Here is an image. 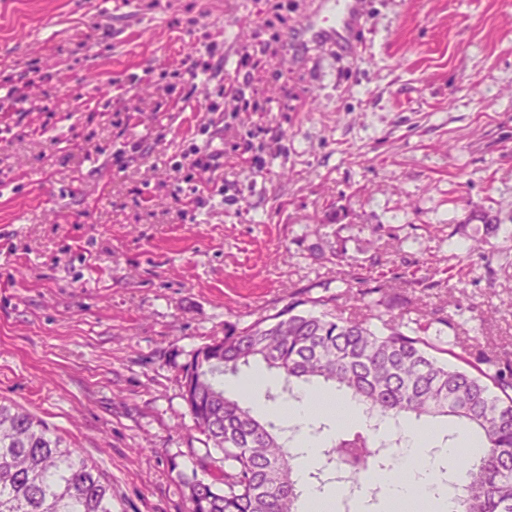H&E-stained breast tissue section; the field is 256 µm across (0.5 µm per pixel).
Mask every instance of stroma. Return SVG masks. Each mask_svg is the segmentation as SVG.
<instances>
[{
  "instance_id": "stroma-1",
  "label": "stroma",
  "mask_w": 512,
  "mask_h": 512,
  "mask_svg": "<svg viewBox=\"0 0 512 512\" xmlns=\"http://www.w3.org/2000/svg\"><path fill=\"white\" fill-rule=\"evenodd\" d=\"M318 7L0 0V399L114 512H187L218 465L175 361L346 288L336 250L512 354V0H368L359 59L311 62Z\"/></svg>"
}]
</instances>
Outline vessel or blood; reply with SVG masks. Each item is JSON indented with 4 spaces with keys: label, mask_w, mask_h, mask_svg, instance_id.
I'll use <instances>...</instances> for the list:
<instances>
[{
    "label": "vessel or blood",
    "mask_w": 512,
    "mask_h": 512,
    "mask_svg": "<svg viewBox=\"0 0 512 512\" xmlns=\"http://www.w3.org/2000/svg\"><path fill=\"white\" fill-rule=\"evenodd\" d=\"M321 5L328 10V17H309L296 29L297 41L323 54L352 53L351 32L367 18L365 0H321Z\"/></svg>",
    "instance_id": "obj_1"
}]
</instances>
